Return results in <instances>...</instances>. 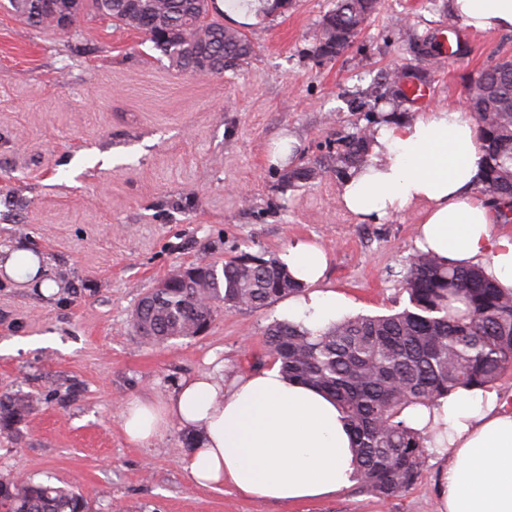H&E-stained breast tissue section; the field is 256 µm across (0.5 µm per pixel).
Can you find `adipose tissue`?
<instances>
[{
    "mask_svg": "<svg viewBox=\"0 0 512 512\" xmlns=\"http://www.w3.org/2000/svg\"><path fill=\"white\" fill-rule=\"evenodd\" d=\"M450 9L474 32L512 31V0H450ZM370 141L367 164L338 186L342 207L361 223L419 208L418 251L481 267L512 290V236L498 232L495 212L476 192L484 154L474 116L438 106L376 125ZM282 259L303 291L277 305L280 319L317 332L348 314L345 295L319 287L328 258L316 243L295 241ZM119 416L140 446L171 422L190 431L194 444L179 460L189 480L246 499H321L353 481L354 440L335 399L276 363L229 385L198 373L167 401L124 402ZM409 420L441 462L438 512H512V412L496 392L459 390L411 410Z\"/></svg>",
    "mask_w": 512,
    "mask_h": 512,
    "instance_id": "1",
    "label": "adipose tissue"
}]
</instances>
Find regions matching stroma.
<instances>
[{"label":"stroma","instance_id":"35a3bbf8","mask_svg":"<svg viewBox=\"0 0 512 512\" xmlns=\"http://www.w3.org/2000/svg\"><path fill=\"white\" fill-rule=\"evenodd\" d=\"M0 0V250L31 249L57 287L43 294L0 271V395L38 406L0 434V481L26 476L78 489L92 512H436L439 467L381 500L349 488L328 499L254 502L192 484L179 467L187 433L168 424L150 445L125 436L120 405L168 399L186 377L225 380L271 361L261 311H218L204 335L150 342L135 332L140 299L175 270L296 240L328 256L323 285L353 314L408 303L400 280L420 211L361 223L334 174L289 187L272 165L281 134L294 165L329 161L367 124L349 98L378 73L412 63L411 44L447 29L449 0H380L340 57L312 49L333 0H288L238 25L254 46L236 72H181L132 28L82 14L71 32L36 29ZM512 55V33L477 34L467 55L428 65L431 106L464 105L470 82Z\"/></svg>","mask_w":512,"mask_h":512}]
</instances>
